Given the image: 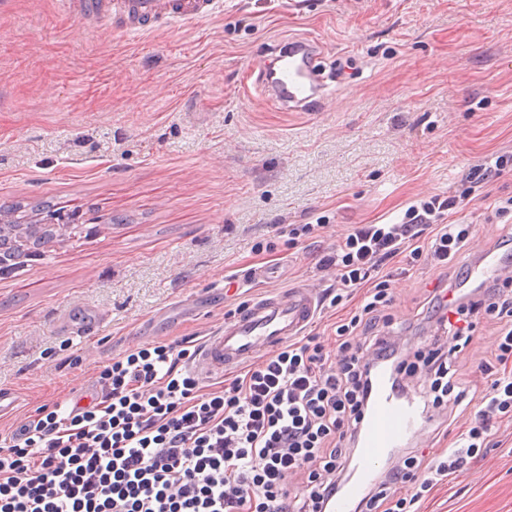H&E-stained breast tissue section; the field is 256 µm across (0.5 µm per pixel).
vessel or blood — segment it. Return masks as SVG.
Instances as JSON below:
<instances>
[{
    "label": "vessel or blood",
    "instance_id": "b4317fda",
    "mask_svg": "<svg viewBox=\"0 0 512 512\" xmlns=\"http://www.w3.org/2000/svg\"><path fill=\"white\" fill-rule=\"evenodd\" d=\"M58 6L65 15L102 18L113 14L127 20L132 33L140 34L163 22L184 24L214 16L223 10L224 0H179L172 9L163 0H58ZM318 59L313 43L289 42L287 51L265 69L263 81L283 105L305 111L316 95L328 93ZM472 275L479 281L502 280L512 276V262L492 258L476 266ZM318 307L317 297L305 287L252 302L204 340L195 364L197 374L209 378L239 368L259 352L282 347L302 335ZM371 398L373 408L363 423L353 476L329 502V512H352L366 487L381 481L379 465L384 458L427 433L426 417L418 413L413 399L392 392L386 370L375 373Z\"/></svg>",
    "mask_w": 512,
    "mask_h": 512
}]
</instances>
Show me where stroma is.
Masks as SVG:
<instances>
[{
	"label": "stroma",
	"mask_w": 512,
	"mask_h": 512,
	"mask_svg": "<svg viewBox=\"0 0 512 512\" xmlns=\"http://www.w3.org/2000/svg\"><path fill=\"white\" fill-rule=\"evenodd\" d=\"M314 40L333 92L292 112L262 87L274 49ZM512 154V0H224V13L151 35L0 7V204L50 202L56 237L0 274V437L41 405L92 393L142 345L214 335L254 300L331 284L318 260L354 224L401 221ZM512 170L448 221L455 266L494 251ZM316 230L289 244L285 226ZM275 266L271 280L254 273ZM437 273L394 276L408 348ZM236 291L224 290L226 281ZM67 343L79 364L47 357ZM418 512H512V423Z\"/></svg>",
	"instance_id": "stroma-1"
}]
</instances>
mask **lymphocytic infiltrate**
Returning a JSON list of instances; mask_svg holds the SVG:
<instances>
[{
	"instance_id": "1",
	"label": "lymphocytic infiltrate",
	"mask_w": 512,
	"mask_h": 512,
	"mask_svg": "<svg viewBox=\"0 0 512 512\" xmlns=\"http://www.w3.org/2000/svg\"><path fill=\"white\" fill-rule=\"evenodd\" d=\"M462 202L435 195L401 223L351 225L323 256L336 282L330 307L363 295L337 321L335 350L309 336L211 389L191 368V338L113 358L88 405L44 406L0 446V512H326L351 471L374 366L390 369L396 393L422 382L428 418L451 416L471 391L459 356L481 325H494L496 347L476 363L492 382L461 446L403 452L357 506L412 512L488 447L497 422L512 421V277L466 295L437 284L427 302L432 336L411 352L393 334L383 266L425 260L447 272L469 240L468 225L445 221ZM404 483L411 496L397 495Z\"/></svg>"
}]
</instances>
